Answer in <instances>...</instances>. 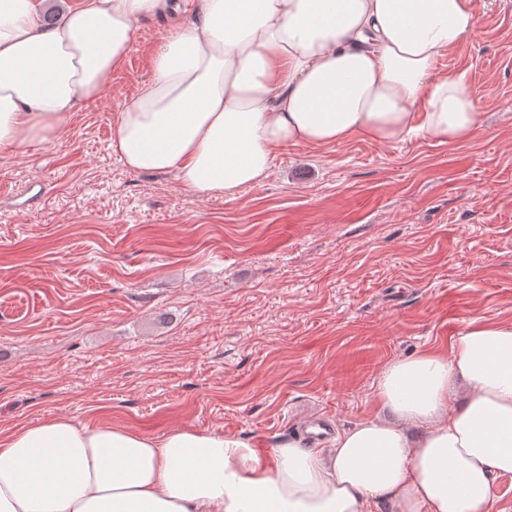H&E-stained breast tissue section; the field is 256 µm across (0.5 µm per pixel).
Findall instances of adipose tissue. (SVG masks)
Returning <instances> with one entry per match:
<instances>
[{
	"label": "adipose tissue",
	"instance_id": "obj_1",
	"mask_svg": "<svg viewBox=\"0 0 512 512\" xmlns=\"http://www.w3.org/2000/svg\"><path fill=\"white\" fill-rule=\"evenodd\" d=\"M0 0V155L52 143L101 98L138 22L178 0ZM124 103L134 172L204 195L260 183L290 145L468 139L481 114L438 60L477 28L469 0H195ZM375 414L329 447L264 452L218 431L155 439L65 417L0 439V512H490L512 475V322H469L449 352L396 360Z\"/></svg>",
	"mask_w": 512,
	"mask_h": 512
}]
</instances>
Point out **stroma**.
<instances>
[{"label":"stroma","instance_id":"obj_1","mask_svg":"<svg viewBox=\"0 0 512 512\" xmlns=\"http://www.w3.org/2000/svg\"><path fill=\"white\" fill-rule=\"evenodd\" d=\"M469 2L474 35L437 63L475 96L469 140L294 146L217 196L112 147L195 14L141 20L99 101L0 157V437L68 417L270 449L314 412L339 431L373 415L391 361L512 321V0Z\"/></svg>","mask_w":512,"mask_h":512}]
</instances>
